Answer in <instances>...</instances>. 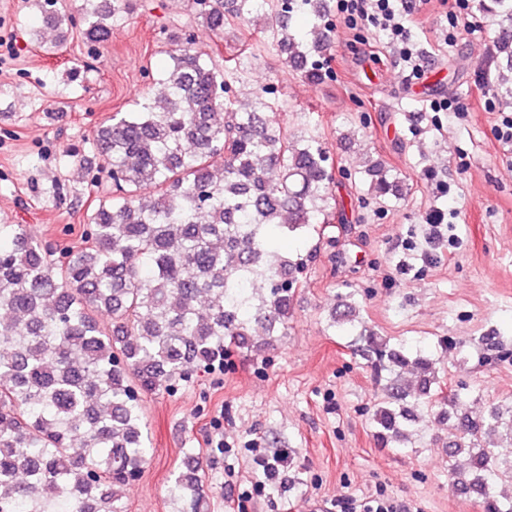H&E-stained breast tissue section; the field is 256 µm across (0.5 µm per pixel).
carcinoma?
<instances>
[{"instance_id":"cac0c4a2","label":"carcinoma","mask_w":512,"mask_h":512,"mask_svg":"<svg viewBox=\"0 0 512 512\" xmlns=\"http://www.w3.org/2000/svg\"><path fill=\"white\" fill-rule=\"evenodd\" d=\"M39 6L60 48L78 20L87 41H106L132 3L83 0L77 16L58 0ZM261 9L285 64L320 82L326 36L315 28L300 40L289 21L321 16L325 0H191L216 34ZM478 10L499 27L492 64L512 99V0ZM170 40L162 96L113 113L84 142L112 181L82 217L86 245L56 251L27 225L0 223V512H123V490L148 461L141 395L224 362L256 333L268 346L286 335L309 259L281 256L278 236L321 234L334 219L333 159L320 137L276 119L275 87L237 106L233 67L196 50L192 24ZM365 175L376 194L399 193L384 168ZM331 328L354 333L352 307ZM359 340L376 373L389 372L373 412L378 442L408 441L423 427L415 409L448 404V476L483 512H512V455L486 442L512 431V410L492 404L473 418L443 395L431 359L371 331ZM169 495L180 512H206L198 465L176 474Z\"/></svg>"}]
</instances>
